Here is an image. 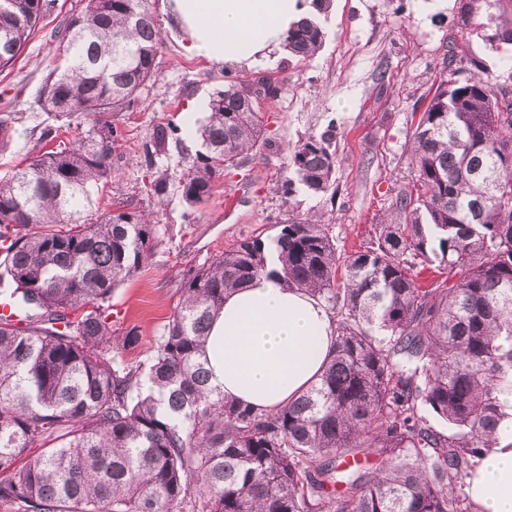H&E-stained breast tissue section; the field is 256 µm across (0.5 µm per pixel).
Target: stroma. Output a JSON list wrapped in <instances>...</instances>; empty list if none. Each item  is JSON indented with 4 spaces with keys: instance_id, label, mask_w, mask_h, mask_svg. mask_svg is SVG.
Listing matches in <instances>:
<instances>
[{
    "instance_id": "obj_1",
    "label": "stroma",
    "mask_w": 512,
    "mask_h": 512,
    "mask_svg": "<svg viewBox=\"0 0 512 512\" xmlns=\"http://www.w3.org/2000/svg\"><path fill=\"white\" fill-rule=\"evenodd\" d=\"M462 2L333 0L324 43L311 59L284 52L226 71L184 50L170 33L168 0H156L164 40L155 59L156 78L141 90L132 111L116 115L124 138L112 153L115 176L94 195L96 214L125 198L156 226L147 264L112 295L115 329L134 327L140 334L123 358L149 359L179 300L184 272L238 241L274 236L293 214L314 216L329 225L337 254L346 257L374 240L377 225L394 222L396 194L413 187L412 133L449 53L501 70L503 54L489 46L483 32L459 35ZM82 5L83 0H56L15 65L0 72V109L15 105L10 136L0 142L2 179L39 150L43 127L58 128L62 139L72 140L89 122L85 116L44 111L39 102L45 75L61 62L52 33ZM259 74L283 85L259 114L266 145L241 167L225 171L208 201L189 208L179 181L201 148L198 129L211 94L228 80L246 83ZM167 123L181 127V140L157 158L154 169H146L145 146L154 128ZM331 126L334 194L300 188L285 199L280 187L288 176L289 149ZM157 172L169 178L161 196L147 190Z\"/></svg>"
}]
</instances>
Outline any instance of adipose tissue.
Returning <instances> with one entry per match:
<instances>
[{
  "label": "adipose tissue",
  "instance_id": "1",
  "mask_svg": "<svg viewBox=\"0 0 512 512\" xmlns=\"http://www.w3.org/2000/svg\"><path fill=\"white\" fill-rule=\"evenodd\" d=\"M169 7L183 48L218 67L248 65L280 48L294 22L317 12L312 0H170ZM333 343L322 303L263 277L225 297L203 357L217 394L272 412L318 379ZM469 483L477 512H512V396Z\"/></svg>",
  "mask_w": 512,
  "mask_h": 512
}]
</instances>
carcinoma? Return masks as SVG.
<instances>
[{
	"instance_id": "1",
	"label": "carcinoma",
	"mask_w": 512,
	"mask_h": 512,
	"mask_svg": "<svg viewBox=\"0 0 512 512\" xmlns=\"http://www.w3.org/2000/svg\"><path fill=\"white\" fill-rule=\"evenodd\" d=\"M54 0H0V71L13 65ZM460 31L489 27L512 0H469ZM64 64L40 94L46 112L97 115L70 145L0 179V502L14 512H474L467 489L512 394V72L461 78L448 56L412 134L413 191L377 241L345 259L329 227L290 218L275 236L241 240L184 275L179 301L146 363L118 355L112 293L144 264L155 225L124 198L93 217L112 180L126 112L155 78L162 47L151 0H84L54 30ZM302 19L285 48H321ZM512 46V19L486 35ZM262 92L216 90L199 128L203 150L181 179L190 206L259 148ZM178 141L158 126L145 166ZM295 184L335 181L328 134L290 150ZM437 265L420 287L414 268ZM345 278L337 282L339 266ZM282 276L336 318L319 380L272 413L228 402L201 360L226 293ZM429 411L448 433L427 423ZM363 456L344 467L342 454Z\"/></svg>"
}]
</instances>
